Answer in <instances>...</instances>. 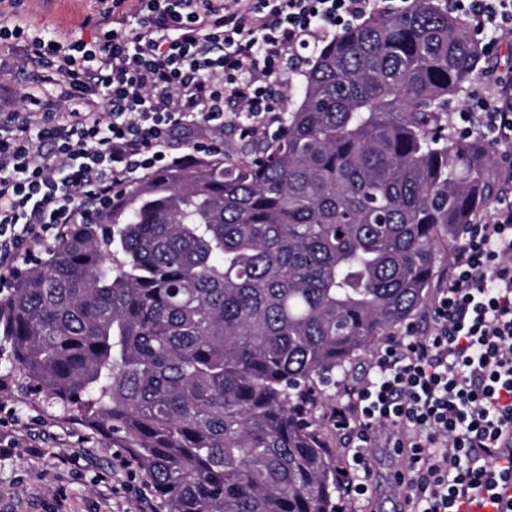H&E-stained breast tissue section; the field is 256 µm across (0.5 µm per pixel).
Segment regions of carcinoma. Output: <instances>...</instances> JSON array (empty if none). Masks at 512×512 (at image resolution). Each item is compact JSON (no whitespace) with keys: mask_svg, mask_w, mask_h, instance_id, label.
<instances>
[{"mask_svg":"<svg viewBox=\"0 0 512 512\" xmlns=\"http://www.w3.org/2000/svg\"><path fill=\"white\" fill-rule=\"evenodd\" d=\"M442 0L327 43L250 158L135 182L0 292V344L163 512H338L319 385L426 300L494 185L444 104L484 68Z\"/></svg>","mask_w":512,"mask_h":512,"instance_id":"carcinoma-1","label":"carcinoma"}]
</instances>
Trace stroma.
Instances as JSON below:
<instances>
[{
	"label": "stroma",
	"instance_id": "1",
	"mask_svg": "<svg viewBox=\"0 0 512 512\" xmlns=\"http://www.w3.org/2000/svg\"><path fill=\"white\" fill-rule=\"evenodd\" d=\"M12 18L87 42L98 31L85 22L97 0H9ZM0 512H140L149 489L132 464L117 459V448L91 435L75 416L45 395L27 393L9 351L0 352ZM365 454L373 474V512H398L403 486L391 480L405 459L390 448Z\"/></svg>",
	"mask_w": 512,
	"mask_h": 512
}]
</instances>
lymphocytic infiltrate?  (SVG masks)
Wrapping results in <instances>:
<instances>
[{
	"mask_svg": "<svg viewBox=\"0 0 512 512\" xmlns=\"http://www.w3.org/2000/svg\"><path fill=\"white\" fill-rule=\"evenodd\" d=\"M394 0H112L99 42L0 24L21 42L26 108L0 102V285L134 180L223 159L225 127L268 137L302 52ZM472 34L511 33L512 0H444ZM460 138L500 152L499 190L453 255L425 335L390 336L331 420L343 497H369L364 451L405 455L407 512H512V77L482 74Z\"/></svg>",
	"mask_w": 512,
	"mask_h": 512,
	"instance_id": "lymphocytic-infiltrate-1",
	"label": "lymphocytic infiltrate"
}]
</instances>
